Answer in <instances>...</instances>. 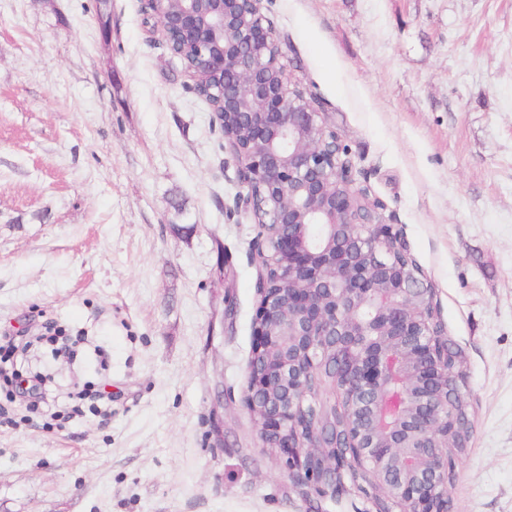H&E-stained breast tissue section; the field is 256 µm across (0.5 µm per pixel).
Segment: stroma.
<instances>
[{
	"mask_svg": "<svg viewBox=\"0 0 512 512\" xmlns=\"http://www.w3.org/2000/svg\"><path fill=\"white\" fill-rule=\"evenodd\" d=\"M463 354L452 512H512V0H263ZM0 0V336L62 327L54 414L0 388V512H370L242 403L259 228L144 0Z\"/></svg>",
	"mask_w": 512,
	"mask_h": 512,
	"instance_id": "stroma-1",
	"label": "stroma"
}]
</instances>
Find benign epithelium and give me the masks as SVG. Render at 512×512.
Segmentation results:
<instances>
[{"label": "benign epithelium", "instance_id": "obj_1", "mask_svg": "<svg viewBox=\"0 0 512 512\" xmlns=\"http://www.w3.org/2000/svg\"><path fill=\"white\" fill-rule=\"evenodd\" d=\"M147 0L166 43L193 47L192 90L211 83L239 164L261 264L243 403L291 476L336 493L364 479L376 512H449L448 337L434 288L356 185L341 134L292 83L262 0ZM329 368L336 437L312 375Z\"/></svg>", "mask_w": 512, "mask_h": 512}]
</instances>
